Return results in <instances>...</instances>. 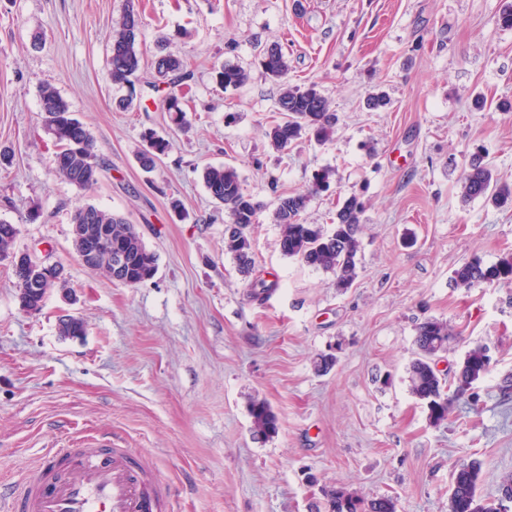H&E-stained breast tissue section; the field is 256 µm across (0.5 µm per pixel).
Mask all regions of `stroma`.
I'll return each mask as SVG.
<instances>
[{
	"instance_id": "stroma-1",
	"label": "stroma",
	"mask_w": 512,
	"mask_h": 512,
	"mask_svg": "<svg viewBox=\"0 0 512 512\" xmlns=\"http://www.w3.org/2000/svg\"><path fill=\"white\" fill-rule=\"evenodd\" d=\"M503 0H135L142 68L130 109L108 77L112 28L126 0H0V220L13 251L62 267L65 290L22 310L10 260H0V483L20 481L49 449L102 437L148 459L174 494V512H325L324 489L390 496L397 512H448L454 463L478 461L482 497L512 476V284L454 287L477 255H512V208L461 195L470 153L484 149L512 185V28ZM282 47L290 85L317 84L338 116L323 144L285 151L266 136L278 85L257 53ZM188 62L181 85L192 113L177 130L153 88L154 61ZM244 68L223 89L215 66ZM53 86L85 124L105 164L81 190L52 173L57 150L40 91ZM384 92L387 108L371 110ZM170 142L153 171L142 135ZM209 164L238 169L262 205L254 270L224 252L228 218L207 193ZM334 173L303 218L328 223L339 198L365 203L358 275L283 255L278 195ZM180 200L175 215L171 200ZM90 203L124 216L155 253L151 280L129 287L90 271L71 239V215ZM274 284L256 294L253 281ZM85 335L58 333L63 316ZM449 323L455 340L437 367L453 373L485 346L488 373L446 422L412 394L417 325ZM334 354L329 372L320 354ZM266 401L277 434L254 436L249 403Z\"/></svg>"
}]
</instances>
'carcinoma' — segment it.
<instances>
[{
  "label": "carcinoma",
  "mask_w": 512,
  "mask_h": 512,
  "mask_svg": "<svg viewBox=\"0 0 512 512\" xmlns=\"http://www.w3.org/2000/svg\"><path fill=\"white\" fill-rule=\"evenodd\" d=\"M142 36V18L130 3L112 31L108 61L112 84L135 87L142 63ZM260 65L267 77L281 83L277 110L284 119L272 120L267 132L273 148L281 151L304 138L318 142L329 140L335 133L337 117L317 85H289L286 80L288 61L278 47L265 50ZM154 73L155 82L168 88L163 98L164 110L172 115L177 126H187V110L176 90L189 76L187 63L180 57L164 55L154 62ZM214 79L227 89L246 83L249 74L240 67L225 65L215 70ZM40 101L45 129L58 145L52 159L53 172L81 190L92 188L98 182L103 162L95 153L89 130L72 117L68 104L54 87H42ZM143 140L147 146L139 152L138 159L144 168L152 170L155 159L166 153L170 143L152 133L144 134ZM331 176L329 170L317 173L307 192L278 196L275 221L280 226L279 247L283 255L333 274L337 287L347 289L357 275L360 249L357 231L364 211L363 202L355 195L344 198L328 228L321 224H306L301 218L311 198L330 187ZM202 179L211 197L224 204L230 223L234 225L231 231L224 233V252L232 256L240 272H250L254 265L251 231L257 224L260 203L246 193L241 176L233 166L209 165L203 170ZM461 193L466 199L485 198L499 207L512 206V186L494 178L485 155L480 153L472 155L464 168ZM71 224L73 246L80 256L86 244L83 229L87 225H103L110 232L111 238L98 259L87 265L88 269L131 287L154 277L155 254L147 249L134 225L122 216L85 203L75 208ZM16 236V226L1 220L0 257L11 259L22 307L40 311L42 307L37 305L40 298L32 295V291L40 283L42 274L30 256L11 253ZM113 254H123L127 259L124 270L119 273L111 265ZM452 281L458 288L482 283H512V257L487 266L475 255L453 270ZM452 339L454 331L447 322L429 319L417 328V358L410 366V389L424 403L429 421L435 425L448 419L453 404L467 395L473 384L487 374L489 367L486 349L475 346L466 352L453 380L447 381L435 369L434 358L446 350ZM249 414L255 435L267 438L277 433L278 418L267 402H253ZM482 480L479 463L456 464L451 473L449 512H476L473 505L478 500L483 503L481 512H499L496 501L482 500L478 496L477 489ZM326 496L329 512H396V502L389 496L367 500L342 487L327 492Z\"/></svg>",
  "instance_id": "obj_1"
}]
</instances>
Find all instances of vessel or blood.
I'll return each mask as SVG.
<instances>
[{
	"mask_svg": "<svg viewBox=\"0 0 512 512\" xmlns=\"http://www.w3.org/2000/svg\"><path fill=\"white\" fill-rule=\"evenodd\" d=\"M0 503L6 512H173L150 464L108 443L52 449Z\"/></svg>",
	"mask_w": 512,
	"mask_h": 512,
	"instance_id": "b4317fda",
	"label": "vessel or blood"
}]
</instances>
